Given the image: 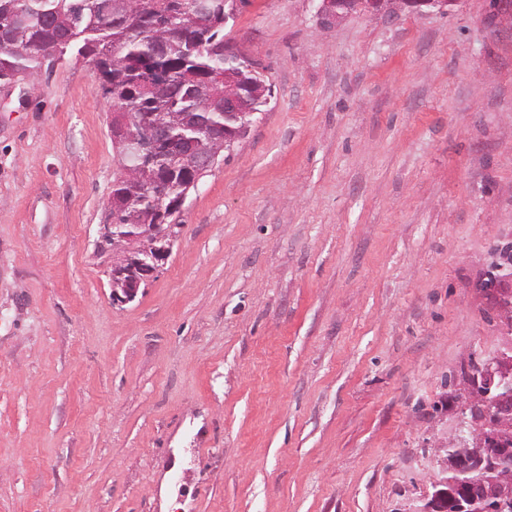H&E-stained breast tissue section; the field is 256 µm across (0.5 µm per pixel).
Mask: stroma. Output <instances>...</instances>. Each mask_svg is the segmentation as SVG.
Instances as JSON below:
<instances>
[{
	"label": "stroma",
	"instance_id": "35a3bbf8",
	"mask_svg": "<svg viewBox=\"0 0 512 512\" xmlns=\"http://www.w3.org/2000/svg\"><path fill=\"white\" fill-rule=\"evenodd\" d=\"M246 0L272 95L159 276L111 300L118 170L89 59L0 90V512H421L508 338L512 40L483 0L321 28Z\"/></svg>",
	"mask_w": 512,
	"mask_h": 512
}]
</instances>
